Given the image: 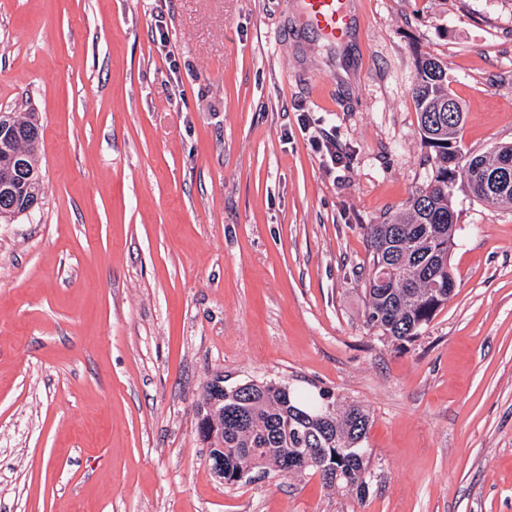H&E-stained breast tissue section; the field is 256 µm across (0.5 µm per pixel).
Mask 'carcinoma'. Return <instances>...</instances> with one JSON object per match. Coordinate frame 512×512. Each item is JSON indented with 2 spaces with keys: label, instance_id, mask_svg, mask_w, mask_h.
<instances>
[{
  "label": "carcinoma",
  "instance_id": "carcinoma-1",
  "mask_svg": "<svg viewBox=\"0 0 512 512\" xmlns=\"http://www.w3.org/2000/svg\"><path fill=\"white\" fill-rule=\"evenodd\" d=\"M424 144L434 151L435 175L427 188L410 200L409 211L380 224L365 226L369 252L367 274V322L382 336L411 342L427 326L436 311L448 303L449 256L455 245L457 224L448 220L454 212V187L461 182L473 197L493 203H512V189L484 188L467 163L448 164L458 151L462 124L448 122V103L462 111L448 90V76L435 58L417 65L413 90ZM512 145L495 146L476 156L488 168ZM224 433L209 438L208 455L224 449V482L235 484L254 471H273L281 477L317 475L328 487L362 494L372 473L360 448L371 424L361 404L347 403L322 394V403H305L286 385L251 381L224 393ZM332 406L330 421L303 416Z\"/></svg>",
  "mask_w": 512,
  "mask_h": 512
}]
</instances>
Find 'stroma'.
<instances>
[{"label": "stroma", "mask_w": 512, "mask_h": 512, "mask_svg": "<svg viewBox=\"0 0 512 512\" xmlns=\"http://www.w3.org/2000/svg\"><path fill=\"white\" fill-rule=\"evenodd\" d=\"M350 8L341 45L300 0H0L42 168L0 222V512H512V205L456 186L455 288L409 343L367 323L364 231L433 176L420 59L463 154L512 144V0ZM218 375L364 405L368 492L225 484Z\"/></svg>", "instance_id": "stroma-1"}]
</instances>
